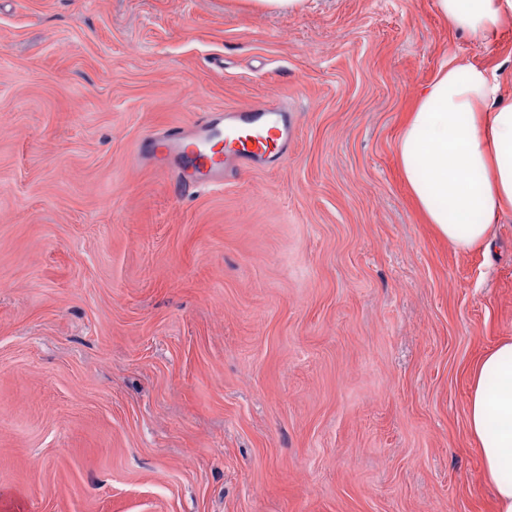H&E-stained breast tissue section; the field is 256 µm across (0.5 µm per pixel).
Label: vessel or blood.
Segmentation results:
<instances>
[{"label":"vessel or blood","mask_w":512,"mask_h":512,"mask_svg":"<svg viewBox=\"0 0 512 512\" xmlns=\"http://www.w3.org/2000/svg\"><path fill=\"white\" fill-rule=\"evenodd\" d=\"M295 129L277 103L245 104L206 114L197 123L155 132L137 156L189 191L223 186L233 172L284 162Z\"/></svg>","instance_id":"vessel-or-blood-1"}]
</instances>
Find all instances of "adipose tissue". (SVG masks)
<instances>
[{
  "label": "adipose tissue",
  "instance_id": "1",
  "mask_svg": "<svg viewBox=\"0 0 512 512\" xmlns=\"http://www.w3.org/2000/svg\"><path fill=\"white\" fill-rule=\"evenodd\" d=\"M451 28L490 44L512 23V0H436ZM405 181L429 224L456 250L491 247L490 226L512 208V100L497 75L458 59L418 94L397 139ZM467 425L494 486L496 512H512V339L481 360Z\"/></svg>",
  "mask_w": 512,
  "mask_h": 512
}]
</instances>
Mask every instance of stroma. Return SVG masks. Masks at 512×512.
Masks as SVG:
<instances>
[{
	"mask_svg": "<svg viewBox=\"0 0 512 512\" xmlns=\"http://www.w3.org/2000/svg\"><path fill=\"white\" fill-rule=\"evenodd\" d=\"M436 0H0V512H495L472 373L512 338V211L455 250L396 143ZM286 162L182 193L135 155L244 103Z\"/></svg>",
	"mask_w": 512,
	"mask_h": 512,
	"instance_id": "35a3bbf8",
	"label": "stroma"
}]
</instances>
